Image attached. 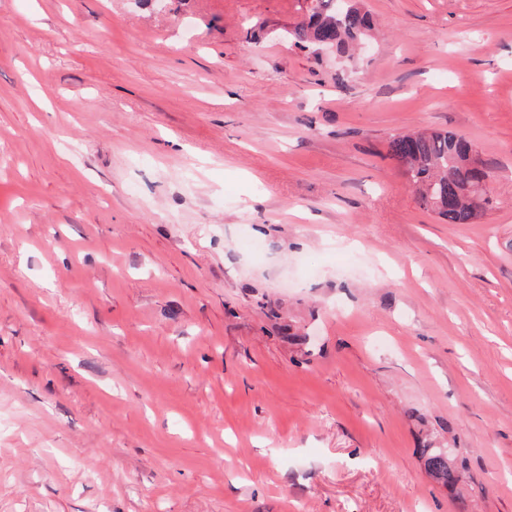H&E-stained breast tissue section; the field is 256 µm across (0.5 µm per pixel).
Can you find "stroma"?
Masks as SVG:
<instances>
[{
  "label": "stroma",
  "mask_w": 512,
  "mask_h": 512,
  "mask_svg": "<svg viewBox=\"0 0 512 512\" xmlns=\"http://www.w3.org/2000/svg\"><path fill=\"white\" fill-rule=\"evenodd\" d=\"M0 0V512H512V0ZM465 136L470 224L388 150ZM307 1L311 4L308 5ZM304 2L305 16L289 32L294 46L306 48L309 45H336L337 50L345 51L350 43L366 37L371 30L369 14L356 3L351 4L347 13L338 15L334 0ZM420 454L427 474L446 488L450 496H459L458 483L461 476L464 477L466 460L452 458L448 461V453H443L437 448H421Z\"/></svg>",
  "instance_id": "obj_1"
}]
</instances>
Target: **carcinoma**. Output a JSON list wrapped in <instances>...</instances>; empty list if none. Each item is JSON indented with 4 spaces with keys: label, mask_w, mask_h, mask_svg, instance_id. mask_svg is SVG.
I'll list each match as a JSON object with an SVG mask.
<instances>
[{
    "label": "carcinoma",
    "mask_w": 512,
    "mask_h": 512,
    "mask_svg": "<svg viewBox=\"0 0 512 512\" xmlns=\"http://www.w3.org/2000/svg\"><path fill=\"white\" fill-rule=\"evenodd\" d=\"M369 14L358 4L336 14L335 0H310L306 14L289 37L300 48L330 45L339 51L368 35ZM391 155L401 164L403 173L422 206L448 224H470L488 202L485 195L465 194V184L489 174L473 162V145L463 136L439 131L431 133L398 132L390 137ZM421 458L427 474L448 490L460 495L458 483L464 475L466 460L448 459L437 448H423Z\"/></svg>",
    "instance_id": "carcinoma-1"
}]
</instances>
